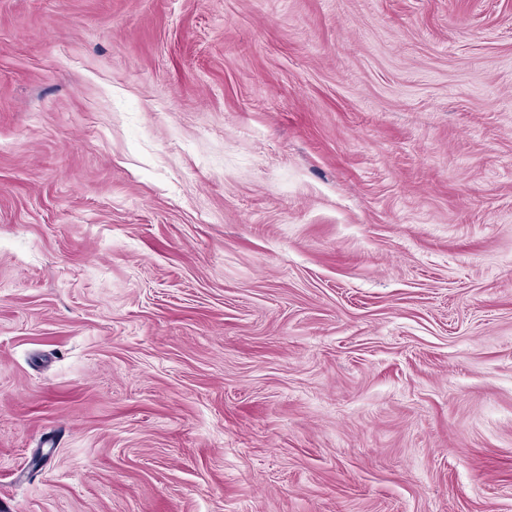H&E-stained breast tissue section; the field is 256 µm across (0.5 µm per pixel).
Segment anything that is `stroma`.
I'll return each instance as SVG.
<instances>
[{"instance_id":"stroma-1","label":"stroma","mask_w":512,"mask_h":512,"mask_svg":"<svg viewBox=\"0 0 512 512\" xmlns=\"http://www.w3.org/2000/svg\"><path fill=\"white\" fill-rule=\"evenodd\" d=\"M0 512H512V0H0Z\"/></svg>"}]
</instances>
